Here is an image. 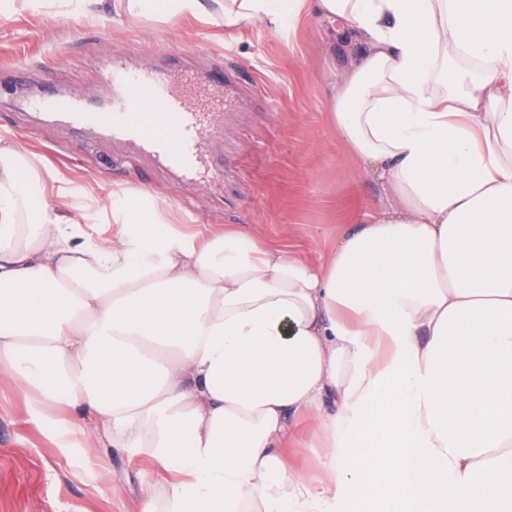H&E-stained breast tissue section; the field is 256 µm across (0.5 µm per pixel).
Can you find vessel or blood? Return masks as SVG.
Listing matches in <instances>:
<instances>
[{
    "mask_svg": "<svg viewBox=\"0 0 512 512\" xmlns=\"http://www.w3.org/2000/svg\"><path fill=\"white\" fill-rule=\"evenodd\" d=\"M119 89L111 106L93 107L80 96L36 102L58 125L91 129L132 143L162 168L181 180L220 182L224 171L212 167L204 144L218 124L225 104L236 101L228 88L222 104L202 107L186 92L195 84L194 71L179 70L177 78L154 68L132 70L121 56H113L106 73Z\"/></svg>",
    "mask_w": 512,
    "mask_h": 512,
    "instance_id": "b4317fda",
    "label": "vessel or blood"
}]
</instances>
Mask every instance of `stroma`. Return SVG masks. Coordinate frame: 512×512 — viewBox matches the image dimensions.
I'll return each mask as SVG.
<instances>
[{
  "mask_svg": "<svg viewBox=\"0 0 512 512\" xmlns=\"http://www.w3.org/2000/svg\"><path fill=\"white\" fill-rule=\"evenodd\" d=\"M166 47L199 78L229 64L241 79L238 103L206 144L224 160L223 182L180 181L130 144L61 128L32 106L68 95L110 105L113 90L100 79L109 52H126L133 68L167 71ZM358 48L337 42L312 13L284 27L263 21L228 30L220 14L207 22L117 15L112 0H87L68 14L19 8L0 15V139L36 153L88 194L148 192L167 223L203 235L235 224L318 263L347 224L382 204L376 176L331 121L333 91ZM265 99L273 109L262 108ZM54 433L28 413L23 393L0 388V512H138V462L112 448L59 446Z\"/></svg>",
  "mask_w": 512,
  "mask_h": 512,
  "instance_id": "obj_1",
  "label": "stroma"
}]
</instances>
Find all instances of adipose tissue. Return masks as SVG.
I'll use <instances>...</instances> for the list:
<instances>
[{"instance_id": "adipose-tissue-1", "label": "adipose tissue", "mask_w": 512, "mask_h": 512, "mask_svg": "<svg viewBox=\"0 0 512 512\" xmlns=\"http://www.w3.org/2000/svg\"><path fill=\"white\" fill-rule=\"evenodd\" d=\"M307 0H224V25ZM205 18L209 0H114ZM360 42L332 101L385 204L308 263L148 195L26 176L0 140V383L143 461L141 512H512V0H316ZM111 211L117 229L90 231ZM322 434V478L287 448Z\"/></svg>"}]
</instances>
